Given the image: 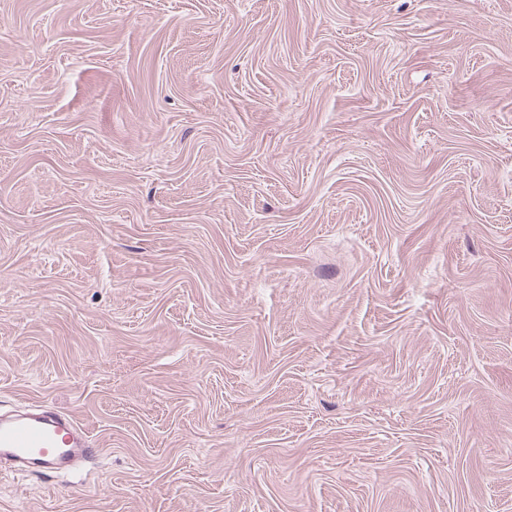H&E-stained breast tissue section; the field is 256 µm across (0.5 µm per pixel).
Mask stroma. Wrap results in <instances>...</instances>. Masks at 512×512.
<instances>
[{"label": "stroma", "instance_id": "obj_1", "mask_svg": "<svg viewBox=\"0 0 512 512\" xmlns=\"http://www.w3.org/2000/svg\"><path fill=\"white\" fill-rule=\"evenodd\" d=\"M0 512H512V0H0ZM96 447L76 420L51 407L0 418V457L25 471L68 472L80 461L98 458L101 448Z\"/></svg>", "mask_w": 512, "mask_h": 512}]
</instances>
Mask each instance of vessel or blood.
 <instances>
[{
	"instance_id": "b4317fda",
	"label": "vessel or blood",
	"mask_w": 512,
	"mask_h": 512,
	"mask_svg": "<svg viewBox=\"0 0 512 512\" xmlns=\"http://www.w3.org/2000/svg\"><path fill=\"white\" fill-rule=\"evenodd\" d=\"M99 455L88 432L54 408L39 406L0 417V457L23 470L59 474Z\"/></svg>"
}]
</instances>
